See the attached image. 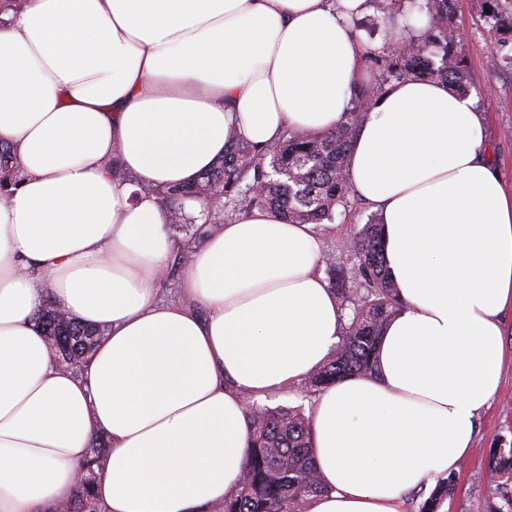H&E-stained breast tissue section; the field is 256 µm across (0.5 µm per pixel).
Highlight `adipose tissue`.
<instances>
[{
  "label": "adipose tissue",
  "instance_id": "obj_1",
  "mask_svg": "<svg viewBox=\"0 0 512 512\" xmlns=\"http://www.w3.org/2000/svg\"><path fill=\"white\" fill-rule=\"evenodd\" d=\"M368 0H0V512H58L91 450L101 512H216L241 480L247 403L299 384L340 341L310 224L242 209L161 299L178 243L156 189L191 181L229 131L257 148L346 119L375 50ZM352 188L378 213L402 307L375 373L307 418L321 484L305 512H403L458 468L498 392L512 311V189L473 94L407 78L364 112ZM104 327L61 366L35 322Z\"/></svg>",
  "mask_w": 512,
  "mask_h": 512
}]
</instances>
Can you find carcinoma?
Segmentation results:
<instances>
[{"label": "carcinoma", "instance_id": "obj_1", "mask_svg": "<svg viewBox=\"0 0 512 512\" xmlns=\"http://www.w3.org/2000/svg\"><path fill=\"white\" fill-rule=\"evenodd\" d=\"M430 23L423 41H400L401 47L370 57L380 73L374 85L355 87L347 120L336 130L320 135L289 131L278 143L262 150L230 132L224 155L191 182L157 190L159 202L171 214L170 230L180 251L169 276L187 266L193 252L196 219L185 213L189 200L205 201L204 220L222 224L239 209L273 211L288 223L333 224L339 208L351 207L354 196L347 177L348 152L361 122L362 110L385 91V86L406 77L438 80L450 89H470L465 59L456 50L450 15L453 0H427ZM10 149L0 145V179L12 182ZM262 187L253 193L254 186ZM329 285L336 291L345 318L340 343L326 362L301 382L302 393L312 397L346 377L372 374L376 351L401 301L386 268L381 224L372 216L347 240L345 258L328 263ZM43 331L63 337L58 359L68 365L91 357L103 335L98 327L82 325L48 306L36 317ZM252 421L250 450L237 488L224 497L218 512H302L304 499L321 490L310 453L305 414L299 407L249 404ZM107 448L94 450L89 476L66 512H100L94 496L95 468ZM490 484L512 483V448L492 451ZM455 489L449 475L437 480L418 512H441Z\"/></svg>", "mask_w": 512, "mask_h": 512}]
</instances>
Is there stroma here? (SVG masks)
<instances>
[{
    "instance_id": "1",
    "label": "stroma",
    "mask_w": 512,
    "mask_h": 512,
    "mask_svg": "<svg viewBox=\"0 0 512 512\" xmlns=\"http://www.w3.org/2000/svg\"><path fill=\"white\" fill-rule=\"evenodd\" d=\"M489 0H455L452 24L458 52L465 57L487 129L495 167L512 188V61L501 50L511 37L498 29L486 10ZM371 205L361 203L336 219V232L325 234L326 257H343L348 236L372 215ZM504 349L507 355L501 388L476 418V436L471 454L455 474L456 486L447 512H493L501 506V495L490 487L489 452L512 447V313L504 314Z\"/></svg>"
}]
</instances>
